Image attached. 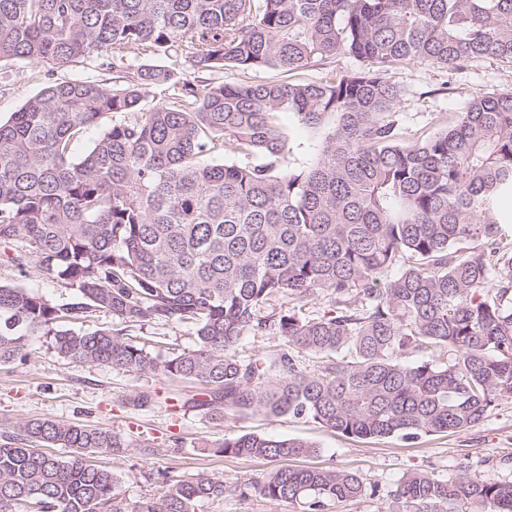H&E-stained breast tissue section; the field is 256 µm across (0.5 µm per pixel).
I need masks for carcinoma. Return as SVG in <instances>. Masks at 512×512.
<instances>
[{"instance_id": "1", "label": "carcinoma", "mask_w": 512, "mask_h": 512, "mask_svg": "<svg viewBox=\"0 0 512 512\" xmlns=\"http://www.w3.org/2000/svg\"><path fill=\"white\" fill-rule=\"evenodd\" d=\"M338 55L360 66L318 82L203 87L190 72H291ZM485 57L512 63V0H0V62L91 58L123 79L54 80L0 123V246L23 241L9 262L32 259L80 293L57 306L0 284V363L24 360L45 331L75 363L203 383L194 408L212 421L288 415L359 439L475 426L512 398V241L499 210L512 198V90L478 93L408 141L394 119L404 90L388 72ZM149 87L164 96L147 108ZM284 111L322 134L306 169L287 162ZM104 117L73 157L74 139ZM215 151L243 161H202ZM317 300L328 310L308 314ZM95 311L116 325L67 326ZM148 320L193 323L196 348L158 361L128 336ZM264 332L273 350L238 355ZM428 350L442 362L405 361ZM0 435V512H196L227 490L198 474L129 503L116 473L90 460L135 447L120 435L51 419ZM215 452L317 449L253 433ZM238 491L298 512L376 495L334 467H283ZM389 498L385 512H512V483L413 472Z\"/></svg>"}]
</instances>
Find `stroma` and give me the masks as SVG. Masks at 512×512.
<instances>
[{
	"label": "stroma",
	"instance_id": "stroma-1",
	"mask_svg": "<svg viewBox=\"0 0 512 512\" xmlns=\"http://www.w3.org/2000/svg\"><path fill=\"white\" fill-rule=\"evenodd\" d=\"M86 72L82 64L54 71L19 62L0 63V121H7L46 83ZM389 77L406 90L395 117L403 135L414 140L434 131L440 117L462 111L476 93L512 89V64L488 57L450 70L416 59L391 69ZM279 118L290 135L291 163L310 166L317 157L319 138L298 125L293 113H280ZM0 282L30 288L57 305L79 297L75 286L43 279L32 262L22 271L0 262ZM133 333L161 361L194 348L197 342L196 328L187 322L150 320ZM28 353L26 362L0 363V431L22 421L49 418L147 439L149 452L130 448L121 457L95 458L97 464L117 473L119 492L131 501L157 494L167 480L203 473L223 478L233 488L275 469L271 460L216 453L224 439L249 433L313 442L319 452L306 458V465L349 470L376 486L374 497L334 505L331 512H382L390 491L410 472L447 480L458 475L463 462L469 464L470 475L512 483V399L496 403L482 421L463 432L417 440L358 439L289 416L249 414L212 423L191 407L202 396L201 383L117 371L107 365H78L58 355L52 336L42 332L30 337ZM198 512L294 509L253 493L243 497L231 491L223 499L201 503Z\"/></svg>",
	"mask_w": 512,
	"mask_h": 512
}]
</instances>
